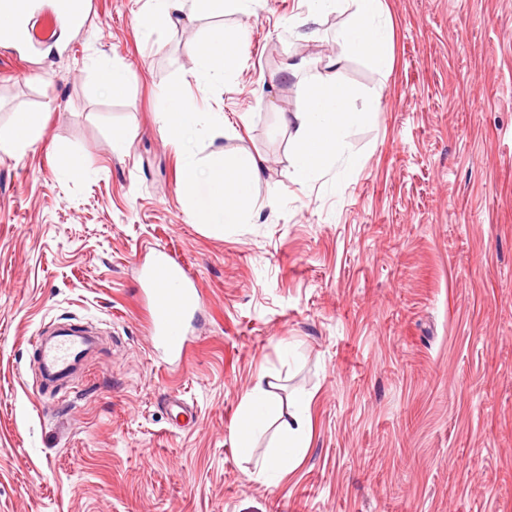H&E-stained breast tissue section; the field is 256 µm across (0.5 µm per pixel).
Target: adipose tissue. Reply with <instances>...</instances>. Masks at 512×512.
<instances>
[{
    "label": "adipose tissue",
    "mask_w": 512,
    "mask_h": 512,
    "mask_svg": "<svg viewBox=\"0 0 512 512\" xmlns=\"http://www.w3.org/2000/svg\"><path fill=\"white\" fill-rule=\"evenodd\" d=\"M350 4L352 11L340 31L344 49L357 52L380 72L392 69L390 45L392 22L384 13L381 0H308L311 16L318 17ZM238 35L224 30L214 36L198 58L196 77L205 83H224L237 74L240 57L236 51ZM350 90L339 82L316 79L305 88L300 110L283 115L285 125L294 128L292 177L305 183L333 164L346 161L351 127L364 122L368 113L350 108ZM164 131L175 139L197 125H205L213 135L224 132V115L220 112H187L176 98H169L161 114ZM38 139V124L33 113H14L9 125L0 128V152L20 155ZM189 177L204 175L209 187L205 200L193 201L188 210L191 223L204 224L224 231L250 223L255 210V188L261 168L249 155H229L221 150L206 157L187 150L183 155ZM273 431L272 450L257 465L251 477L265 484L279 483L300 461L302 448L308 447L311 434L309 400L296 395L289 413H282L277 400L262 383H255L242 399L240 421L234 430L242 456H249L252 440Z\"/></svg>",
    "instance_id": "ef3b65f1"
}]
</instances>
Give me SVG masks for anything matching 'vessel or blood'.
Wrapping results in <instances>:
<instances>
[{"label":"vessel or blood","instance_id":"vessel-or-blood-1","mask_svg":"<svg viewBox=\"0 0 512 512\" xmlns=\"http://www.w3.org/2000/svg\"><path fill=\"white\" fill-rule=\"evenodd\" d=\"M34 10L35 0H0V40L20 43L28 39V19ZM142 278L153 346L172 366H181L191 346L187 325L200 300L196 282L167 253L157 254L143 268ZM35 344L39 364L54 378L66 376L84 364L90 351L89 340L80 334L63 333L52 341L39 336Z\"/></svg>","mask_w":512,"mask_h":512}]
</instances>
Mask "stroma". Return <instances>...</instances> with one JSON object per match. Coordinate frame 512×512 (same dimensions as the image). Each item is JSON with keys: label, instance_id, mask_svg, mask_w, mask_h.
I'll use <instances>...</instances> for the list:
<instances>
[{"label": "stroma", "instance_id": "1", "mask_svg": "<svg viewBox=\"0 0 512 512\" xmlns=\"http://www.w3.org/2000/svg\"><path fill=\"white\" fill-rule=\"evenodd\" d=\"M91 2L74 27L40 0L27 46L0 42V127L41 123L0 154V512H512V0H382L387 76L343 53L345 9L258 0L145 41L148 0ZM239 26L237 76L198 83L213 31ZM103 59L124 96L97 83ZM319 76L374 109L345 182L300 185L281 115ZM167 92L224 113L220 146L259 160L253 223H190ZM160 250L202 298L178 368L144 317L139 263ZM66 318L101 350L53 394L31 341ZM261 374L311 397L309 446L275 486L249 477L266 446L247 459L232 436ZM96 79L102 87L112 93L113 97L121 95L128 86V75L122 68L116 67L106 60L98 63ZM38 139V124L32 112L13 113L6 128H0V152L23 154Z\"/></svg>", "mask_w": 512, "mask_h": 512}]
</instances>
